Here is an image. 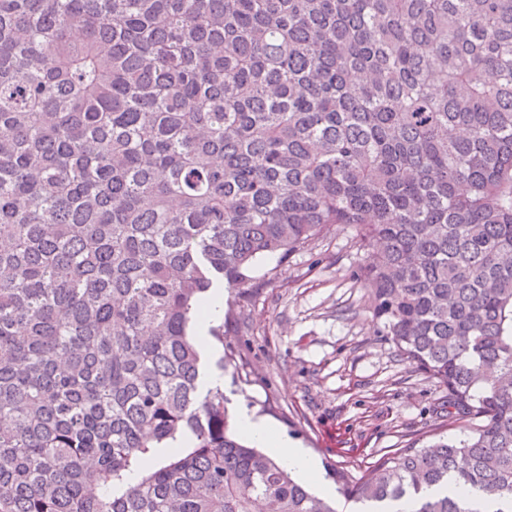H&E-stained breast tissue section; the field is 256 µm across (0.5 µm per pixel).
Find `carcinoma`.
<instances>
[{
    "label": "carcinoma",
    "mask_w": 512,
    "mask_h": 512,
    "mask_svg": "<svg viewBox=\"0 0 512 512\" xmlns=\"http://www.w3.org/2000/svg\"><path fill=\"white\" fill-rule=\"evenodd\" d=\"M331 224L484 421L337 493L512 512V0H0V512H337L196 334Z\"/></svg>",
    "instance_id": "1"
}]
</instances>
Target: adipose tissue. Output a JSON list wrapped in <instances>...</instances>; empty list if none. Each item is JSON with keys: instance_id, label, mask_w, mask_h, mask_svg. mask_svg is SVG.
I'll list each match as a JSON object with an SVG mask.
<instances>
[{"instance_id": "obj_1", "label": "adipose tissue", "mask_w": 512, "mask_h": 512, "mask_svg": "<svg viewBox=\"0 0 512 512\" xmlns=\"http://www.w3.org/2000/svg\"><path fill=\"white\" fill-rule=\"evenodd\" d=\"M236 426L255 447L270 449L273 459L281 467L303 478L321 483L322 477L315 460L295 441L280 434L271 424L242 412L237 416Z\"/></svg>"}]
</instances>
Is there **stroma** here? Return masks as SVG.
I'll list each match as a JSON object with an SVG mask.
<instances>
[{"label": "stroma", "mask_w": 512, "mask_h": 512, "mask_svg": "<svg viewBox=\"0 0 512 512\" xmlns=\"http://www.w3.org/2000/svg\"><path fill=\"white\" fill-rule=\"evenodd\" d=\"M362 257L345 225L289 257H262L224 338L229 417L245 410L266 420L324 472L360 474L399 449L464 439L483 423L449 413L447 389L385 336L353 277Z\"/></svg>", "instance_id": "35a3bbf8"}]
</instances>
